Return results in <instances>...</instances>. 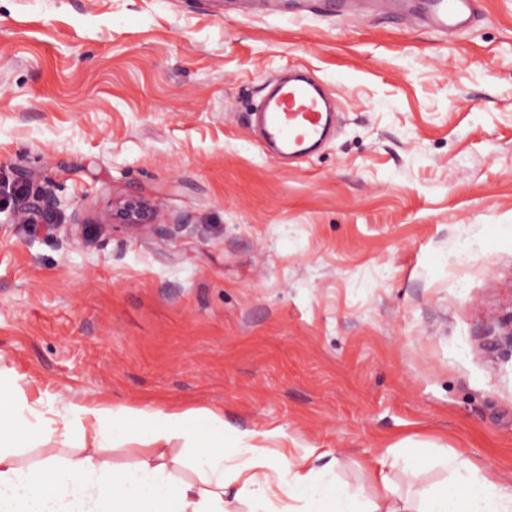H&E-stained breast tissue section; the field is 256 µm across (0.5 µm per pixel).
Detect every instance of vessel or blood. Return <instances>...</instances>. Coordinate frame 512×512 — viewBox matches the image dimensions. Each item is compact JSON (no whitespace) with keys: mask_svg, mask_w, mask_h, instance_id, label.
Returning a JSON list of instances; mask_svg holds the SVG:
<instances>
[{"mask_svg":"<svg viewBox=\"0 0 512 512\" xmlns=\"http://www.w3.org/2000/svg\"><path fill=\"white\" fill-rule=\"evenodd\" d=\"M418 7L429 25L442 32L466 29L475 15V0H419ZM258 118L277 157L299 158L325 139L331 114L318 84L301 75L277 84Z\"/></svg>","mask_w":512,"mask_h":512,"instance_id":"obj_1","label":"vessel or blood"}]
</instances>
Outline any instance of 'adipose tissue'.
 <instances>
[{"instance_id":"obj_1","label":"adipose tissue","mask_w":512,"mask_h":512,"mask_svg":"<svg viewBox=\"0 0 512 512\" xmlns=\"http://www.w3.org/2000/svg\"><path fill=\"white\" fill-rule=\"evenodd\" d=\"M82 424L68 414L29 406L21 389L0 394V512H226L224 494L257 507L280 501L279 512H407L378 461L370 473L374 497L359 489L324 483L309 457L288 458L276 448H243L235 460L222 450L224 421L214 411H166L102 403L75 407ZM63 449L47 450L49 441ZM192 450L196 479L177 475L175 444ZM213 452H201L204 444ZM130 446L132 467L112 465L106 453ZM454 479L440 490H422L420 512H512V492L484 475L464 454L449 460Z\"/></svg>"}]
</instances>
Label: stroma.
<instances>
[{"label": "stroma", "mask_w": 512, "mask_h": 512, "mask_svg": "<svg viewBox=\"0 0 512 512\" xmlns=\"http://www.w3.org/2000/svg\"><path fill=\"white\" fill-rule=\"evenodd\" d=\"M325 2L0 0V375L213 410L368 499L409 457L414 510L457 453L511 487L512 0L447 36ZM294 67L336 132L285 164L251 112ZM24 184L54 225L13 219ZM128 194L151 228L107 222Z\"/></svg>", "instance_id": "1"}]
</instances>
